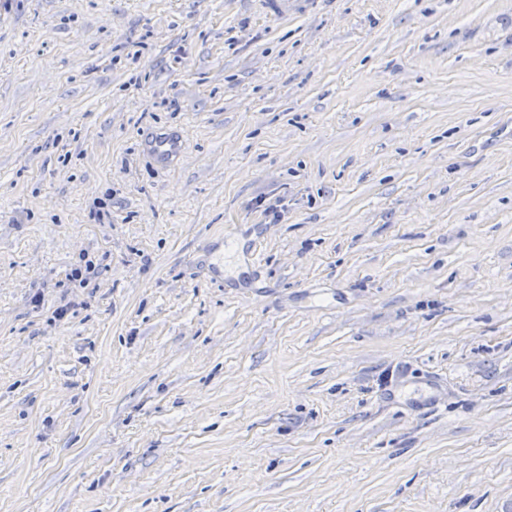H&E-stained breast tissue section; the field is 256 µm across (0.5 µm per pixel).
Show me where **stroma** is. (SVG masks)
<instances>
[{
  "mask_svg": "<svg viewBox=\"0 0 512 512\" xmlns=\"http://www.w3.org/2000/svg\"><path fill=\"white\" fill-rule=\"evenodd\" d=\"M0 512H512V0L0 7ZM265 14L275 18H288L306 11L307 1L314 0H257ZM145 151L153 160L163 166H170L183 154V139L168 129L150 131L145 139Z\"/></svg>",
  "mask_w": 512,
  "mask_h": 512,
  "instance_id": "obj_1",
  "label": "stroma"
}]
</instances>
